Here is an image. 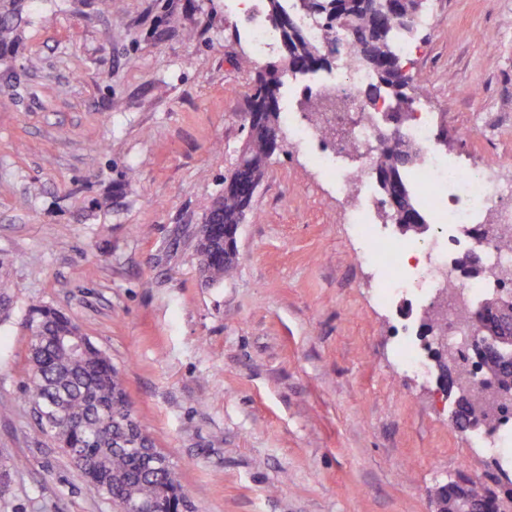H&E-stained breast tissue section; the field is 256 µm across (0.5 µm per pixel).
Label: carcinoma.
<instances>
[{"mask_svg":"<svg viewBox=\"0 0 512 512\" xmlns=\"http://www.w3.org/2000/svg\"><path fill=\"white\" fill-rule=\"evenodd\" d=\"M267 14L280 31L282 64L265 71L256 70L254 61L244 57L239 66L255 72L251 85V111L246 118L250 134L233 174L224 178L223 191L206 209L203 223L210 233L197 244L198 271L208 284L221 282L238 266L237 233L252 213L256 183L261 180L275 143L287 146L281 124L278 94L280 71L305 73L331 65L327 51L337 35L348 33L344 66L371 77L364 91V103L386 96L393 103L389 111L393 123L411 116L414 98L409 90L415 79L403 70L397 53V40L416 27L424 0H296L294 12L286 11L281 0H265ZM319 18L323 23L321 41H313L299 27L293 13ZM10 17L0 18V45L15 40L22 19L20 0H12ZM307 114L323 136L330 129L323 121L322 103L307 100ZM419 151L402 139H390L375 151V166L382 173L378 181L387 201L384 216L392 223L414 222L427 229L426 219L414 205L407 180L408 166ZM486 234L499 250L512 252V227L488 225ZM13 295L0 281V319L10 316ZM29 323L42 336L30 343V385L27 399L36 405L51 398L58 408L57 420H40L44 433L70 458L74 467L107 499L114 503H147L152 512H179L184 498L175 470L154 471L142 464L120 441L127 437L124 408L129 404L125 382L111 359L82 334L70 317L51 307L34 305ZM478 356V369L484 375L497 364L494 355L481 345L472 346Z\"/></svg>","mask_w":512,"mask_h":512,"instance_id":"carcinoma-1","label":"carcinoma"}]
</instances>
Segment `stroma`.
Segmentation results:
<instances>
[{
	"mask_svg": "<svg viewBox=\"0 0 512 512\" xmlns=\"http://www.w3.org/2000/svg\"><path fill=\"white\" fill-rule=\"evenodd\" d=\"M24 3L0 47V512H116L24 400L34 303L108 354L191 512H434L462 475L512 512L436 372L398 356L425 303H381L348 222L362 197L305 150L269 161L236 276L201 282L199 227L246 138V16L228 0ZM426 13L407 69L426 76L432 148L511 184L512 0Z\"/></svg>",
	"mask_w": 512,
	"mask_h": 512,
	"instance_id": "1",
	"label": "stroma"
}]
</instances>
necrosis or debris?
Instances as JSON below:
<instances>
[{"mask_svg": "<svg viewBox=\"0 0 512 512\" xmlns=\"http://www.w3.org/2000/svg\"><path fill=\"white\" fill-rule=\"evenodd\" d=\"M370 82L364 73L315 84L314 94L329 91L336 97V124L348 126L349 144L338 140L314 139L312 132L288 116V136L306 149L323 168L331 170L338 188L349 184L368 187L372 174L373 145L378 136L377 115L387 112L390 103L377 100L366 106L361 92ZM411 179L428 203L437 234L428 242L399 241L378 235L371 214L383 205L381 196L367 197L365 208L351 215L356 234L368 243L364 257L377 266L384 277L380 299L391 303L397 296L414 292L422 296L450 288L471 301L481 295L484 284L464 279L459 268L471 246H478L491 266L512 267V252L498 250L482 237L474 219L477 215L496 216L498 222L512 223V185L495 183L473 171H451L448 163L427 153Z\"/></svg>", "mask_w": 512, "mask_h": 512, "instance_id": "1", "label": "necrosis or debris"}]
</instances>
